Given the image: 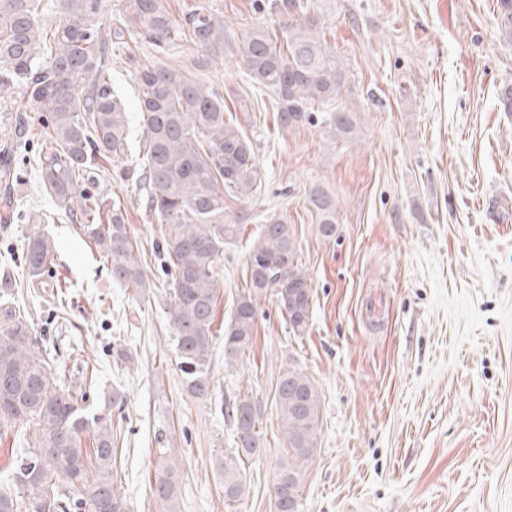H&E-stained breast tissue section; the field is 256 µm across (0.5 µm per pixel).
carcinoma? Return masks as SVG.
I'll list each match as a JSON object with an SVG mask.
<instances>
[{
  "label": "carcinoma",
  "instance_id": "1",
  "mask_svg": "<svg viewBox=\"0 0 512 512\" xmlns=\"http://www.w3.org/2000/svg\"><path fill=\"white\" fill-rule=\"evenodd\" d=\"M259 10L298 14L300 22L277 36L265 23L254 25L242 47L247 74L277 98L278 126L310 123L318 106L339 99L346 74L341 60L317 37L318 19L309 0H263ZM102 0H0V91L26 89L29 107L48 114L40 159L43 193L78 224L112 276L125 287H146L138 248L130 239L124 210L110 194L89 192L88 169L97 158L119 160L129 149L126 109L112 85L111 62L127 38L142 34L163 45L189 40L224 50V17L194 10L178 19L167 0H126L102 34ZM59 22L44 25L49 13ZM499 26L512 42V0H499ZM142 118L143 167L139 181L146 212L161 224L167 264L164 292L176 342L177 366L189 392L208 396L219 280L224 278V244L239 233L246 215L224 198L245 196L260 185L252 145L224 120V98L210 85L162 64L135 70ZM329 131L349 138L355 112L341 107L323 116ZM307 200L325 237L336 234V201L322 188ZM23 264L32 289L48 286L55 246L35 231L26 237ZM249 280L224 323V366L241 362L253 346L257 305L275 300L296 335L309 321L311 291L299 269L294 229L273 216L260 226L247 256ZM305 296L298 309L288 292ZM34 334L26 310L0 300V429L30 428L8 482L0 483V512H128L115 486L117 432L103 413L84 406L87 395L60 386ZM288 437V452L277 463L274 512H298L304 464L313 457L319 432L320 393L304 373L290 370L274 392ZM236 448L219 465L227 508L244 500L242 463L262 450L258 412L243 396L227 409ZM90 442L91 448L84 447ZM164 512H179L177 468L159 465L150 483Z\"/></svg>",
  "mask_w": 512,
  "mask_h": 512
}]
</instances>
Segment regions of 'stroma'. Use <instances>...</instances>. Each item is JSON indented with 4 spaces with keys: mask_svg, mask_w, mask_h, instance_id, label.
Here are the masks:
<instances>
[{
    "mask_svg": "<svg viewBox=\"0 0 512 512\" xmlns=\"http://www.w3.org/2000/svg\"><path fill=\"white\" fill-rule=\"evenodd\" d=\"M326 48L346 71L343 104L357 130L335 137L321 123L284 132L268 95L240 63L257 21L255 0H169L175 16L224 17L223 53L189 41L129 40L112 57L132 141L142 135L134 70L153 60L193 72L224 98V117L249 138L261 187L230 201L248 213L224 247L217 323L244 288L251 241L267 216L293 224L312 292L309 322L294 335L271 299L258 302L243 363L213 345L212 393L187 390L165 313L160 223L120 170L137 150L98 166L88 187L111 193L127 215L149 291L112 280L76 224L40 189L37 141L18 150L19 217L0 224V279L13 282L69 390L87 389L121 433L117 477L130 512H163L149 482L161 455L180 472V512H225L217 456L234 446L227 406L248 395L266 451L244 468L239 512H274L270 489L288 439L274 390L288 370L320 395L319 432L305 466L299 512H512V113L497 97L512 82V44L500 37L497 0H310ZM15 86L0 94V137L18 121L40 129ZM321 187L336 201L334 237L307 208ZM53 213V273L64 305L31 293L19 257L31 211ZM126 349L130 361L115 352ZM96 387H89V380ZM123 405L108 407L113 391Z\"/></svg>",
    "mask_w": 512,
    "mask_h": 512,
    "instance_id": "obj_1",
    "label": "stroma"
}]
</instances>
